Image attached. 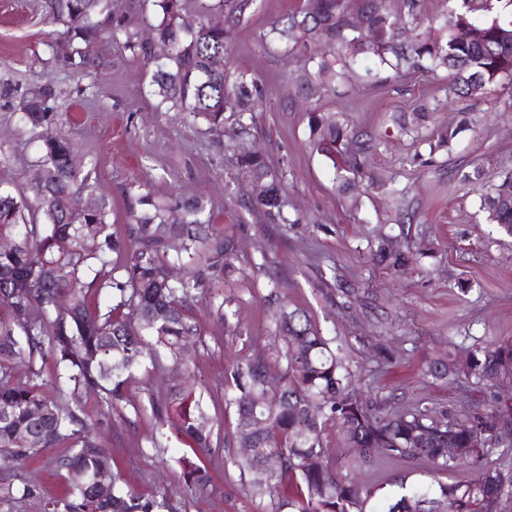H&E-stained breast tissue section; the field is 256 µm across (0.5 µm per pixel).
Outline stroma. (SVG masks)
Wrapping results in <instances>:
<instances>
[{
	"mask_svg": "<svg viewBox=\"0 0 512 512\" xmlns=\"http://www.w3.org/2000/svg\"><path fill=\"white\" fill-rule=\"evenodd\" d=\"M54 0H0V186L19 192L31 185L42 145L39 130L20 119V97L50 85L54 129L74 143L81 163L95 162V197L106 198L111 222L124 232L130 194L148 189L161 197L201 195L214 224L233 237L246 278L237 303L219 321L212 300L196 314L203 343L189 352L193 380L203 395L213 442L205 462L215 493L183 499L174 482L184 441L155 447L156 429L143 404L164 396L168 376L137 370L123 416L112 417L108 452L126 490L145 500H167L172 512H268V500L252 498L249 478L233 459L236 416L224 402V368L236 356L261 357L271 381H279L285 347L272 336L279 301L306 310L331 347L340 348L359 392L387 399L393 410L429 407L456 417L483 410L491 392L425 375L428 361H461L476 347L512 340V237L486 223L475 184L512 170V108L507 93L492 87L478 101L444 100L447 72L398 77L377 58L361 61L335 93L305 97L297 85L303 57H286L261 42L273 23L299 0H257L249 22L230 35L231 68L256 78L261 105L252 115L250 149L264 154L283 176L287 223L271 221L252 206L246 175L230 162L228 137H216L188 113L153 108L156 61L144 60L124 39L104 38L90 49L88 76L71 64L72 47L53 11ZM138 46L151 36L153 0H107ZM431 108L428 129L468 118L451 150L430 152L414 136L393 131L395 116ZM343 113L350 127L380 137L365 158L368 170L395 177L404 188L397 200L357 183L352 196L339 193V169L318 153L310 136L311 111ZM411 250L417 261L392 271L375 264L380 244ZM393 342L386 361L376 355ZM43 456L0 467V512H45L65 496L68 483L54 459ZM419 461H383L357 473L374 493L366 508L399 485L424 479ZM32 494L22 497L23 487Z\"/></svg>",
	"mask_w": 512,
	"mask_h": 512,
	"instance_id": "stroma-1",
	"label": "stroma"
}]
</instances>
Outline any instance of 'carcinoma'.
Returning a JSON list of instances; mask_svg holds the SVG:
<instances>
[{"label":"carcinoma","instance_id":"cac0c4a2","mask_svg":"<svg viewBox=\"0 0 512 512\" xmlns=\"http://www.w3.org/2000/svg\"><path fill=\"white\" fill-rule=\"evenodd\" d=\"M154 2V37L169 45V53L153 74V96L158 105L186 112L205 122L210 133L223 135L226 97L235 96L241 115L258 106L256 79L240 73L232 80L227 70L229 28L249 21L256 0H214L226 26L208 28L183 14L182 0ZM58 7L72 43L90 45L104 31L114 37L125 31L121 20L104 15L105 0H59ZM490 9L491 0H453L442 24L445 37L431 39L420 30L421 0H301L269 29L265 41L290 55L312 51L308 61L316 70L304 79L309 90H329L359 57L373 56L398 76L446 70L448 94L480 98L500 78H512V17L476 20ZM462 27L474 32L466 43L457 38ZM51 96V89L41 86L20 100L22 118L32 128L51 124ZM310 127L313 146L333 161L351 147L344 123L334 115L313 112ZM460 132L458 126L437 130L429 149L451 148ZM377 145L373 138L359 141V158L343 159L339 167L386 189L393 179L365 171L364 157ZM73 155L65 136L47 135L29 192L0 188V238L13 242L0 250V408L5 410L0 458L18 462L48 448L70 449L56 459L66 472L69 495L48 502L46 512H152L165 503L124 490L116 474L107 491L96 486V473L111 468L107 420L88 421L82 400L94 398L105 416H123L132 373L147 357L153 364L164 357L173 374L191 377L186 354L202 336L193 303L210 294L224 315V306L235 301L224 289L234 287L245 271L235 264L234 238L211 224L201 197L172 203L149 191L132 194L125 235H116L106 200H98L92 211L80 209L94 184L71 163ZM231 162L250 181L266 185L254 205L288 223L282 213L283 177L267 158L238 147ZM510 180L512 172H506L480 188V211L487 223L512 235V195L501 191ZM373 260L397 270L413 263L414 256L381 247ZM175 267L186 269L179 280L170 278ZM102 293L117 302L91 305V295ZM61 302L69 306L65 313L58 308ZM273 332L286 341L281 385H267L262 359L240 358L224 370V395L238 418L236 447L249 438L240 421L246 414L279 428L277 435L255 439L259 453L234 460L251 476V496L269 498L271 512H365L371 489L337 473L323 447L321 434L330 419L351 447L360 449L356 470L366 472L380 460L428 463L429 482L387 495L377 512H480L491 494L500 502L499 512H512V459H505L493 437L474 453L480 464L475 478L451 484L436 479L438 471L459 461L450 449L464 448L476 432L494 429L497 400L485 413L453 421L426 407L392 414L385 400H364L355 393L343 359L306 311L282 307ZM45 357L63 382H34L39 377L34 362ZM466 362L462 377L491 389L496 379H512V342L477 347ZM22 367L30 373L26 380L15 375ZM427 372L436 379L456 376L443 358L430 361ZM148 406L160 438L174 433L193 443L192 455L178 460L180 494L192 499L215 491L210 470L197 455L211 448L212 436L201 426L206 421L201 396L179 384L164 398L149 399ZM416 432L427 435L425 443L414 442ZM264 453L280 458L276 470L260 471Z\"/></svg>","mask_w":512,"mask_h":512}]
</instances>
